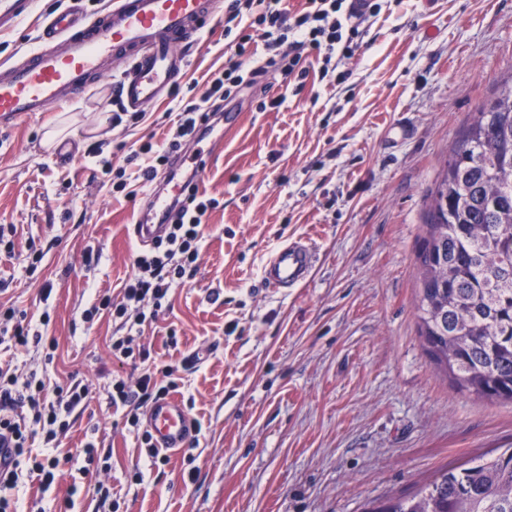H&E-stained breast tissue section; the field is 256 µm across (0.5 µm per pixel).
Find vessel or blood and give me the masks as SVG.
Here are the masks:
<instances>
[{
  "label": "vessel or blood",
  "mask_w": 512,
  "mask_h": 512,
  "mask_svg": "<svg viewBox=\"0 0 512 512\" xmlns=\"http://www.w3.org/2000/svg\"><path fill=\"white\" fill-rule=\"evenodd\" d=\"M84 0L47 16L40 42L0 73V128L27 116L50 112L92 87L122 64L120 98L126 110L140 112L165 98L184 72V47L197 44L203 22L219 0H111L99 14H88ZM38 0H0V32L32 16ZM181 183L159 178L147 198L134 234L144 243L162 231L171 204L184 195ZM318 251L309 241L290 240L269 256L264 283L285 291L309 281ZM146 422L157 450L183 449L196 432L184 403L175 397L153 402Z\"/></svg>",
  "instance_id": "1"
}]
</instances>
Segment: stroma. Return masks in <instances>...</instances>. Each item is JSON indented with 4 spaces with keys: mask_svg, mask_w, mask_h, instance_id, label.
Segmentation results:
<instances>
[{
    "mask_svg": "<svg viewBox=\"0 0 512 512\" xmlns=\"http://www.w3.org/2000/svg\"><path fill=\"white\" fill-rule=\"evenodd\" d=\"M65 6L40 0L38 16L0 35V64L32 47L42 16ZM185 55L173 95L138 123L113 125L112 76L0 129V225L17 229L14 257L0 258L9 284L0 302L32 320L49 310L58 343L53 363L33 349L18 367L87 385L89 403L60 451L78 454L91 434L111 455L108 470L88 476L63 464L47 496L37 482L21 484L26 512H57L68 496L70 512H94L101 482L119 512H371L414 496L441 468L512 448V403L456 390L431 363L415 309L427 194L472 112L512 76V0H385L347 82L326 85L313 63L303 89L276 78L237 100L241 122L198 181L219 202L198 271L138 338L158 365L178 367L176 394L201 428L151 467L106 394L113 378L139 371L111 352L117 323L83 313L93 289L121 298L146 200L113 193L101 162L131 176L130 149L165 142L167 110L228 58L223 15ZM264 95L285 103L258 111ZM402 124L410 134L392 144L389 132ZM53 138L68 141L71 160L56 159ZM292 237L312 240L320 261L306 285L282 294L261 271ZM31 241L44 258L30 276ZM90 249L100 253L92 267ZM195 353L201 362L182 368ZM192 469L196 479L186 480Z\"/></svg>",
    "mask_w": 512,
    "mask_h": 512,
    "instance_id": "1",
    "label": "stroma"
}]
</instances>
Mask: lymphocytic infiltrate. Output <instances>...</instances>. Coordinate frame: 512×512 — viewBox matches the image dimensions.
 <instances>
[{
    "label": "lymphocytic infiltrate",
    "instance_id": "obj_1",
    "mask_svg": "<svg viewBox=\"0 0 512 512\" xmlns=\"http://www.w3.org/2000/svg\"><path fill=\"white\" fill-rule=\"evenodd\" d=\"M224 38L234 56L223 69L213 72L202 92L178 105L177 120L171 127L167 145L145 141L128 155V162L139 165L141 187L152 188L159 173L174 165L173 154L183 142L191 140L200 121L218 125L225 107L234 105L243 90L265 85L269 77L305 80L307 71L301 60L314 58L320 77L342 84L351 70H338L342 61L352 60L362 39L377 17L380 0H366L363 11H354L351 0H305L294 11L288 0H226ZM216 199L192 196L185 203L172 204L173 218L165 238L135 258V272L128 279L120 301L103 294L86 310V319L109 313L119 321L121 335L112 337L113 355L143 366L132 382L118 379L108 389L112 407H124L125 425L139 431L152 466L166 464L156 450L150 432L141 428L139 410L143 404L167 396L178 385L176 369L166 365L153 369L151 353L137 343L147 321L156 320L171 290L185 285L198 269L203 247L202 226ZM49 312H42L40 329H33L25 313L0 306V350L25 351L30 345H42L55 351V341H44L41 330L49 326ZM87 387L59 384L47 388L37 372L19 375L12 367H0V432L9 431L15 441L12 470L0 473V512H18L16 490L22 478H36L40 493L56 484L60 460L55 449L60 436L70 428L72 416L88 400ZM42 441L43 453L32 450L34 441Z\"/></svg>",
    "mask_w": 512,
    "mask_h": 512
}]
</instances>
